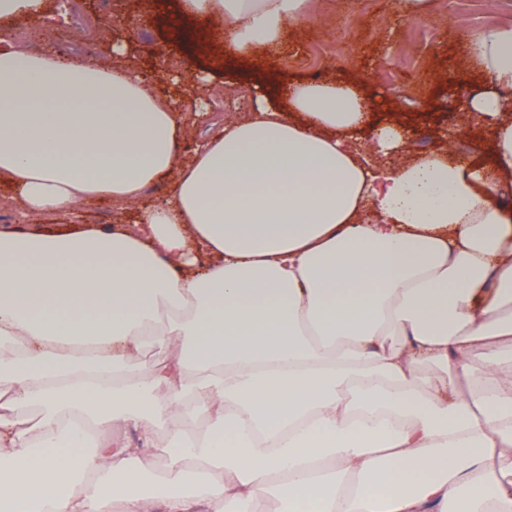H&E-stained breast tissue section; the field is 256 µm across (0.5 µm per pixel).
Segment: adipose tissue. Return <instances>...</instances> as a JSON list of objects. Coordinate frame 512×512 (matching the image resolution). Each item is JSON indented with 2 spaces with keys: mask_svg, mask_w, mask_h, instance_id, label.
<instances>
[{
  "mask_svg": "<svg viewBox=\"0 0 512 512\" xmlns=\"http://www.w3.org/2000/svg\"><path fill=\"white\" fill-rule=\"evenodd\" d=\"M45 7L0 0V181L23 217L172 189L132 228L0 225V512H512V21L461 37L484 163L381 175L348 145L400 148L374 97L283 76L318 0H152L209 73L268 54L249 115L186 162L125 45L65 63L12 42ZM148 346L167 357L145 373Z\"/></svg>",
  "mask_w": 512,
  "mask_h": 512,
  "instance_id": "obj_1",
  "label": "adipose tissue"
}]
</instances>
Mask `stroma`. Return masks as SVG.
Masks as SVG:
<instances>
[{"label":"stroma","instance_id":"obj_1","mask_svg":"<svg viewBox=\"0 0 512 512\" xmlns=\"http://www.w3.org/2000/svg\"><path fill=\"white\" fill-rule=\"evenodd\" d=\"M144 0H61L52 22L33 23L16 19L25 36L23 49L52 50L60 58L79 60L93 54L108 60L112 44L125 43L147 79L168 83L174 74L192 76L195 58L173 44L165 28L148 20ZM394 0H335L311 26L288 33V48L280 64L295 78L338 80L343 58L353 62L352 76L364 79L373 89L394 96L399 111L410 122L405 128V155L419 154L418 143L429 139L441 145L457 126L458 99L476 91L477 84L455 74L450 66L464 48L452 31L456 15L432 14L435 40L426 41L419 29L397 22ZM167 94L183 116L185 146L193 148L206 134V122H224L244 111L249 99L240 83L214 77L203 82L200 96L184 95L169 87ZM170 181L148 189L140 203L118 205L109 199L91 202L72 218L44 214L32 218L35 228L67 229L86 223H133L141 205H151L167 197Z\"/></svg>","mask_w":512,"mask_h":512}]
</instances>
